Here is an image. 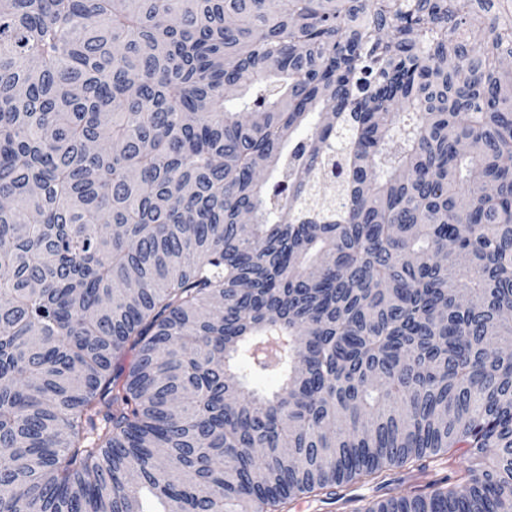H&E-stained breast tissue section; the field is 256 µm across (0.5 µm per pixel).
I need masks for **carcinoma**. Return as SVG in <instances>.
I'll return each instance as SVG.
<instances>
[{
    "instance_id": "1",
    "label": "carcinoma",
    "mask_w": 512,
    "mask_h": 512,
    "mask_svg": "<svg viewBox=\"0 0 512 512\" xmlns=\"http://www.w3.org/2000/svg\"><path fill=\"white\" fill-rule=\"evenodd\" d=\"M511 63L501 0H0V512H512ZM469 454L467 452V448L459 449L455 457L453 458V464L451 469L463 466L466 464L468 460ZM451 469L446 467L434 466L433 464H429L422 473L414 472L413 477H410L411 474H408L410 470L406 468H396L393 469L392 477L397 480L395 483L400 490L404 493L413 494L417 493L418 486H428L432 483H438L446 480L448 475H452L450 472ZM290 512H354L351 503L343 505L338 503H322L312 497H296L291 504Z\"/></svg>"
}]
</instances>
